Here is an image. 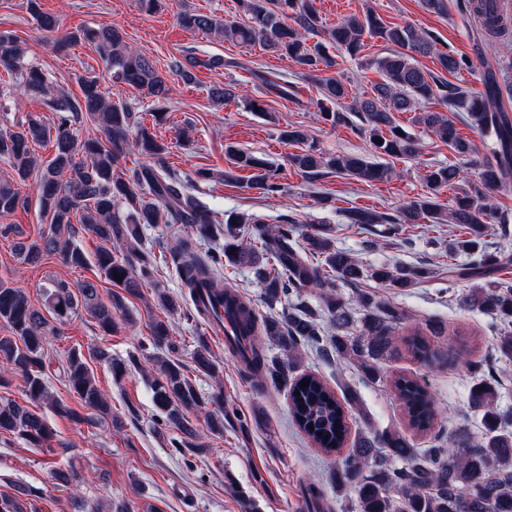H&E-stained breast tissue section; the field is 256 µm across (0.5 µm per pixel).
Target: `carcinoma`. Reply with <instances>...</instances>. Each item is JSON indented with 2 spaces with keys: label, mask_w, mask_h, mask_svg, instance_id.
Listing matches in <instances>:
<instances>
[{
  "label": "carcinoma",
  "mask_w": 512,
  "mask_h": 512,
  "mask_svg": "<svg viewBox=\"0 0 512 512\" xmlns=\"http://www.w3.org/2000/svg\"><path fill=\"white\" fill-rule=\"evenodd\" d=\"M238 5L243 15L238 22L187 10L178 14L177 21L188 30L243 45L258 41L269 51L293 59L305 77L335 66L330 48L358 58L367 36L389 45L386 54L365 60L366 66L382 75L370 97L352 95L351 79L336 75L318 78L319 98L315 102L323 119L333 126L348 124L353 116L359 118L356 131L377 152L396 159L419 155L417 134L395 121V113L412 112L411 124L435 134L459 158L471 156L472 143L456 134L447 116L426 107L432 99L450 112L466 113L474 127L494 137L493 157L477 163V179L457 193L447 213L441 212L434 194L460 180V169L450 164L425 170L423 180L430 195L410 201L398 216L362 208L346 213L351 224H413L429 218L437 224L468 228L469 238L453 243L467 261L448 266V273L459 280L485 281L469 295L471 306L507 324L493 337L494 358L468 364L474 374L482 376L480 386L470 395L472 405L483 410L486 433L482 439L457 434L448 440L435 437L429 447L415 448L397 431L351 433L346 407L358 406L356 395L349 393L340 399L319 376L295 374L296 353L304 344H318L325 356L353 361L366 377L375 379L379 377L378 361L395 350L396 326L404 314L382 306L367 293L357 294L350 303L336 291V282L353 284L363 278L365 270L351 254L333 245L326 230L312 226L301 242L295 237L292 220L270 229L260 226L259 219L243 214L231 213L219 220L203 201L185 191L166 162V144L150 132L136 104L109 100L95 77L80 79V96L52 100V121L30 117L19 123V129L0 132V157L12 170L11 178L0 181V214L9 215L27 203L20 187L35 174L39 211L48 224V229L34 239L23 236L15 224H1L0 237H16L14 255L24 264H37L43 257L54 255L72 268H85L92 262L109 283L134 295L141 283L151 278L154 267L153 256L141 247L143 225L161 221L189 225L191 234L180 239L170 256L196 313L218 331L224 329V317L217 307L233 317L236 329L229 351L238 359L242 372L260 386L269 383L287 390L294 425L321 451L336 456L330 483L336 493L355 497L356 512H512V411L498 408L496 378L499 361L512 359V282L491 278L498 267L512 263V258L504 252H488L482 241L486 225L512 222L490 203L494 192L512 183V118L501 107L502 90L508 91L512 85L507 79H497L499 73L512 74V61L499 63L495 73L488 72L484 92L477 95L442 77L467 67L468 58L451 49H439L438 38L428 31L387 24L372 9L326 28L314 0H239ZM29 9L41 30L53 33L59 29L55 17L40 11L37 0H29ZM457 9L473 21L480 46L492 50L512 40V16L504 11L501 0H458ZM313 36L320 40L310 42ZM78 40L94 45L113 81L135 86L151 99L155 118L162 117L167 108L172 91L168 76L190 83L197 67L223 63L219 57L201 60L186 54L172 58L168 71L162 72L132 49L114 25L65 33L54 43L62 48ZM420 56L434 57L439 64L437 72L425 71L419 64ZM0 66L17 75V90L46 92L43 73L24 63L22 49L7 32H0ZM82 117L97 125L102 137L78 139L74 127ZM282 136L289 143L305 145L302 151L288 156V161L308 177L334 171L374 183L384 182L392 174V168L361 156L320 152L307 144V133L298 127L289 128ZM378 139L383 143H376ZM47 140L55 152L39 166L31 144ZM132 152L143 161L131 168L118 167ZM226 153L231 167L224 178L235 180L236 172L247 171L251 188L269 198L282 194L276 169L267 159L233 146L227 147ZM120 201L127 208L124 218L115 211ZM75 217L100 242L92 260L75 243ZM246 224L254 225L255 240L260 244L257 249L241 242ZM220 236L224 237L222 250H199ZM118 251L122 253L120 259L116 258ZM259 253L274 263V271L262 280L266 297L272 302L295 299L283 308L281 316L261 324L246 297L219 283L225 265L251 264ZM429 274L425 268L398 266L377 269L371 277L391 288H410ZM313 290L319 291L326 329L302 300ZM45 295L50 320L22 289L0 283V323L7 328V335L0 336V361L6 363L0 369V387L9 386L10 378L18 376L27 398L24 405L0 398V433L51 453L54 432L36 412L43 404L56 416L76 422L113 427L117 422L94 371L78 348L67 351L58 371L86 413L51 396L47 379L52 358L45 351L47 337L60 336L59 325L81 310L110 335L117 327L121 305L118 299L112 306L102 303L97 285L91 281L73 285L54 281ZM155 297L166 314L184 312L180 299L168 292L158 288ZM356 308L362 311L359 318L354 316ZM149 330L155 349L152 362L157 376L152 389L159 425L181 434L171 441L180 454H197L201 449L192 446L197 433L189 426L187 413L204 414L213 435L224 434V421L232 420V415L224 411L223 394L202 396L185 374L184 365L175 357L180 341L170 322L155 318ZM265 340L281 349L285 358L268 359ZM406 345L419 360L433 363L442 358L441 350L419 331L406 338ZM91 355L115 380L123 378L126 367L114 361L108 349L98 346ZM191 355L198 374H217L219 364L206 338H197ZM304 380L310 381L305 388L301 387ZM394 386L409 427L420 432L431 429L437 411L426 387L406 376L397 378ZM31 496L32 490L25 487L17 488L13 495H0V512H27L26 498Z\"/></svg>",
  "instance_id": "carcinoma-1"
}]
</instances>
